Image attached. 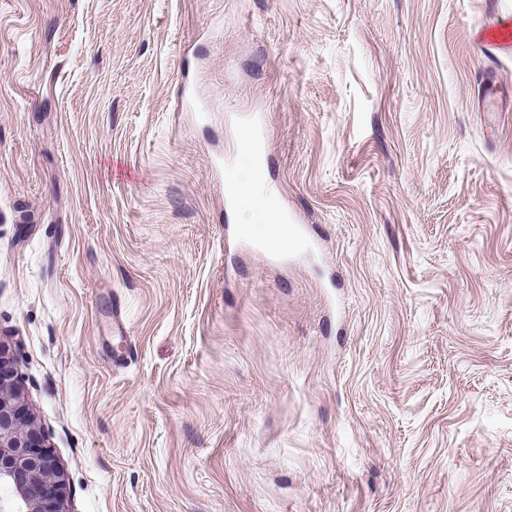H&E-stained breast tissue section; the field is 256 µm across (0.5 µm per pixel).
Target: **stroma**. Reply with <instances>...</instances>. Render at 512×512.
I'll use <instances>...</instances> for the list:
<instances>
[{"instance_id":"stroma-1","label":"stroma","mask_w":512,"mask_h":512,"mask_svg":"<svg viewBox=\"0 0 512 512\" xmlns=\"http://www.w3.org/2000/svg\"><path fill=\"white\" fill-rule=\"evenodd\" d=\"M498 16L0 0V343L66 512H512Z\"/></svg>"}]
</instances>
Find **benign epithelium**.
I'll return each mask as SVG.
<instances>
[{
    "label": "benign epithelium",
    "mask_w": 512,
    "mask_h": 512,
    "mask_svg": "<svg viewBox=\"0 0 512 512\" xmlns=\"http://www.w3.org/2000/svg\"><path fill=\"white\" fill-rule=\"evenodd\" d=\"M0 512H63V475L22 396L17 361L0 343Z\"/></svg>",
    "instance_id": "1"
}]
</instances>
